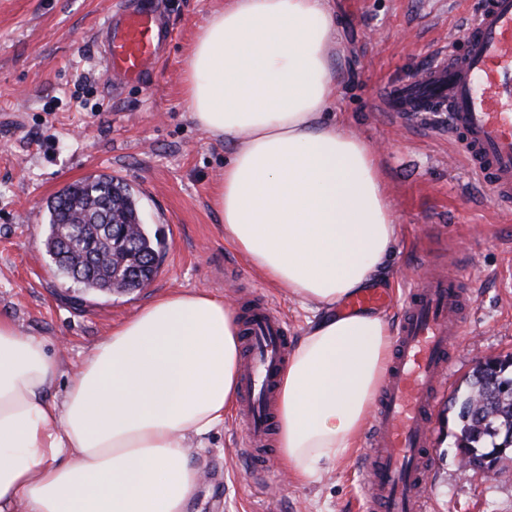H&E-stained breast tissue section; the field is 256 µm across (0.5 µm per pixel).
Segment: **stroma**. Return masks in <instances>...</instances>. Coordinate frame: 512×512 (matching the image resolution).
Returning <instances> with one entry per match:
<instances>
[{"mask_svg":"<svg viewBox=\"0 0 512 512\" xmlns=\"http://www.w3.org/2000/svg\"><path fill=\"white\" fill-rule=\"evenodd\" d=\"M224 0H0V317L47 338L65 388L83 354L113 326L171 288L203 290L234 310L268 305L299 339L310 312L269 288L224 243L212 206L231 146L188 117L182 75L194 37ZM474 0H331L336 19V119L380 153L396 208L398 243L384 286L397 303L416 275L462 260L473 282L469 320L450 344L448 390L434 414L431 512H512V454L488 480L461 468L452 446L450 393L476 361L512 354V210L473 177L439 119L415 123L382 111L383 89L416 77L434 53L462 43ZM148 7L173 37L140 83H117L101 52L108 15ZM123 179L141 220L165 243L151 285L85 295L60 278L43 246L47 203L91 175ZM245 425L231 417L188 450L203 476L186 512H366L362 448L314 481L273 454L265 477L244 450Z\"/></svg>","mask_w":512,"mask_h":512,"instance_id":"stroma-1","label":"stroma"}]
</instances>
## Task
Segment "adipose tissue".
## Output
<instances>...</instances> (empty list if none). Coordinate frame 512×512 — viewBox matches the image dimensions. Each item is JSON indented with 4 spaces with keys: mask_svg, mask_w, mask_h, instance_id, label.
I'll use <instances>...</instances> for the list:
<instances>
[{
    "mask_svg": "<svg viewBox=\"0 0 512 512\" xmlns=\"http://www.w3.org/2000/svg\"><path fill=\"white\" fill-rule=\"evenodd\" d=\"M329 0H224L183 77L192 120L233 151L212 205L269 287L315 309L276 386L277 446L310 480L364 428L392 357L387 317L337 304L391 269L398 226L376 152L336 123ZM240 326L173 288L113 328L56 394L45 339L0 318V512H184L190 438L237 403Z\"/></svg>",
    "mask_w": 512,
    "mask_h": 512,
    "instance_id": "ef3b65f1",
    "label": "adipose tissue"
}]
</instances>
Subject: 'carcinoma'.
<instances>
[{"mask_svg":"<svg viewBox=\"0 0 512 512\" xmlns=\"http://www.w3.org/2000/svg\"><path fill=\"white\" fill-rule=\"evenodd\" d=\"M45 250L57 274L80 275L89 292H134L157 274L160 242L142 224L131 187L108 175L88 177L62 189L47 204ZM109 224H134L128 243L112 240ZM457 407L455 447L480 458L473 449L501 447L512 434V356L488 360L472 370L464 390L451 398Z\"/></svg>","mask_w":512,"mask_h":512,"instance_id":"carcinoma-1","label":"carcinoma"}]
</instances>
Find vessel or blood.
<instances>
[{
  "label": "vessel or blood",
  "mask_w": 512,
  "mask_h": 512,
  "mask_svg": "<svg viewBox=\"0 0 512 512\" xmlns=\"http://www.w3.org/2000/svg\"><path fill=\"white\" fill-rule=\"evenodd\" d=\"M169 29L150 9L108 16L101 39L108 67L120 80L142 79L158 59ZM388 111L447 117L460 156L500 207L512 208V0H477L462 48L437 53L419 79L393 85ZM463 268L419 277L407 291L394 336L393 362L375 405L374 424L359 468L368 512H426L424 477L431 459L430 417L448 382V340L463 329L472 295ZM392 301L369 288L348 299L342 313L375 310ZM290 338L269 308H253L242 327L239 412L247 426L245 450L263 472L277 427L275 383Z\"/></svg>",
  "instance_id": "1"
}]
</instances>
